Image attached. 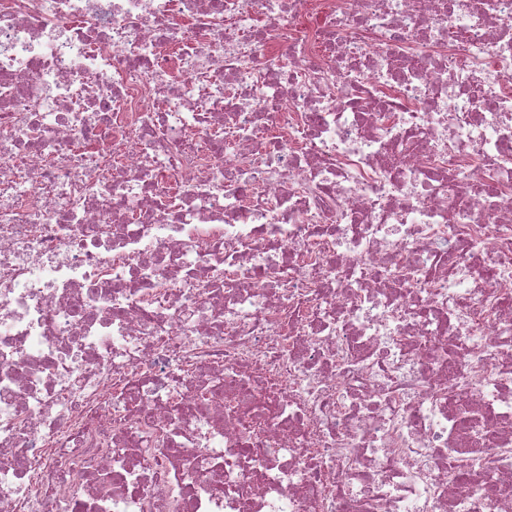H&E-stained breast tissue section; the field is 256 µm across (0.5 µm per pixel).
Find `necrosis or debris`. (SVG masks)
<instances>
[{"instance_id":"obj_1","label":"necrosis or debris","mask_w":512,"mask_h":512,"mask_svg":"<svg viewBox=\"0 0 512 512\" xmlns=\"http://www.w3.org/2000/svg\"><path fill=\"white\" fill-rule=\"evenodd\" d=\"M0 512H512V0H0Z\"/></svg>"}]
</instances>
